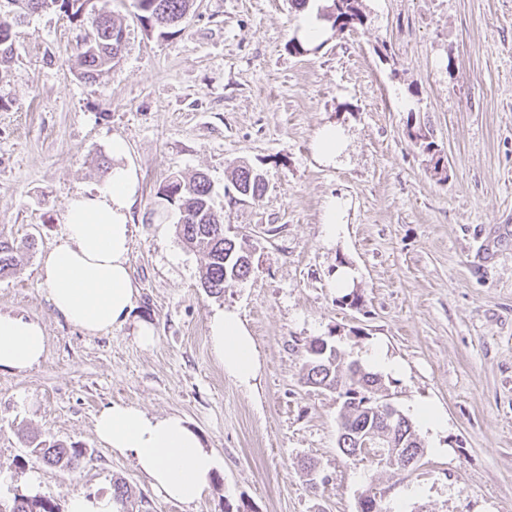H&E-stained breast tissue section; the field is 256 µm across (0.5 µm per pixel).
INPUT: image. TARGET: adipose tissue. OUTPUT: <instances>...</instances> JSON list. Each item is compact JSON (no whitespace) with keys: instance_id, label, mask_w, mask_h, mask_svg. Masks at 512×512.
Wrapping results in <instances>:
<instances>
[{"instance_id":"obj_1","label":"adipose tissue","mask_w":512,"mask_h":512,"mask_svg":"<svg viewBox=\"0 0 512 512\" xmlns=\"http://www.w3.org/2000/svg\"><path fill=\"white\" fill-rule=\"evenodd\" d=\"M139 175L123 138L112 140V168L92 194L72 197L64 232L43 256L39 278L54 314L89 336L125 322L139 296L129 271L132 211ZM208 340L225 374L252 387L262 364L246 323L232 310L212 316ZM47 349L42 323L0 313V370L23 371L39 364ZM94 430L112 453L133 456L138 470L167 498L199 501L219 467L214 452L177 414L152 416L115 401L100 410Z\"/></svg>"}]
</instances>
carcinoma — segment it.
Returning <instances> with one entry per match:
<instances>
[{
    "label": "carcinoma",
    "instance_id": "obj_1",
    "mask_svg": "<svg viewBox=\"0 0 512 512\" xmlns=\"http://www.w3.org/2000/svg\"><path fill=\"white\" fill-rule=\"evenodd\" d=\"M53 6L80 23L81 35L76 44L74 65L80 77L93 80L110 70L119 61L125 38V29L112 15L107 3L100 0H0V63L13 57L12 29L24 23L33 14ZM194 0H136L140 19L150 28L167 34L188 19ZM324 9L332 10L337 19L355 28L364 23L362 0H331ZM236 191L253 199L263 195L266 184L259 173L241 166L236 170ZM212 185L204 173L189 179L173 177L158 192L161 205L177 209L179 219L176 232L180 241L190 249L205 255L199 280L207 295H224V282L234 280L233 268L224 263V252L232 249L235 240L224 235V218L212 205ZM22 261L21 248L0 235V276L13 272ZM327 367L316 365L315 357L307 354L303 365L304 383L326 390H345L346 408L341 413L338 439L344 447L353 448L367 425L374 424L362 408L366 395L381 388L380 377L352 364L341 356L328 352ZM34 461L66 470L80 467L85 452L61 443H38L31 449ZM4 512H55L51 501L36 495H17Z\"/></svg>",
    "mask_w": 512,
    "mask_h": 512
}]
</instances>
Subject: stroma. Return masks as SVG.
<instances>
[{
  "label": "stroma",
  "instance_id": "35a3bbf8",
  "mask_svg": "<svg viewBox=\"0 0 512 512\" xmlns=\"http://www.w3.org/2000/svg\"><path fill=\"white\" fill-rule=\"evenodd\" d=\"M363 26L299 54L288 0H196L181 31H148L135 0H111L125 27L120 61L96 81L72 67L80 28L53 7L12 32L0 66V232L26 245L0 277V312L39 320L41 363L0 372V501L36 489L56 512L77 493L124 484L118 512H512V0H362ZM344 128L336 162L313 139ZM423 129L436 151L407 135ZM140 174L127 322L84 335L52 311L39 279L69 199L101 185L112 139ZM443 156V173L434 170ZM240 165L266 181L239 196ZM205 172L224 231L251 255L220 298L199 282L175 211L158 209L168 177ZM346 204L335 241L326 201ZM355 273V302L332 286ZM236 311L263 370L239 386L213 357L208 323ZM157 341L142 348L138 323ZM372 370L379 349L400 369L384 392L406 417L419 402L444 424L417 425L425 454L401 470L337 447L336 393L302 380L311 340ZM124 401L178 413L222 466L203 498L166 500L132 456L103 448L96 414ZM85 449L79 470L33 462L32 440ZM312 462L314 470L303 467Z\"/></svg>",
  "mask_w": 512,
  "mask_h": 512
}]
</instances>
